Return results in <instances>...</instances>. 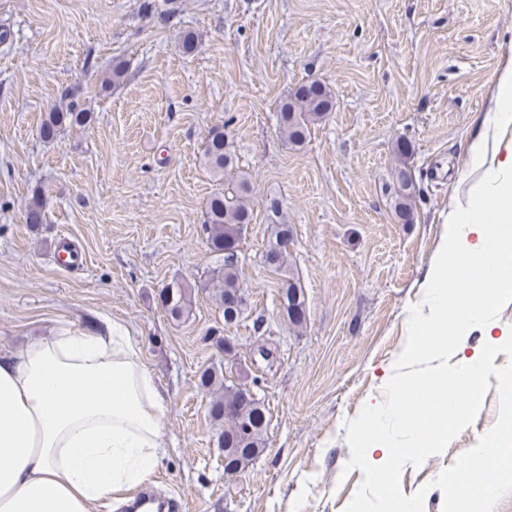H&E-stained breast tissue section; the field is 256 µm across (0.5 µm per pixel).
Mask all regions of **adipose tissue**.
Instances as JSON below:
<instances>
[{
	"mask_svg": "<svg viewBox=\"0 0 512 512\" xmlns=\"http://www.w3.org/2000/svg\"><path fill=\"white\" fill-rule=\"evenodd\" d=\"M494 86L491 118L511 127L512 40L503 47ZM470 151L485 169L449 212L448 231L422 281L426 306L406 319L413 342L430 339L424 353L436 364L421 378L396 375L390 386L396 400H418L428 383L447 391L434 405L436 420L401 446L381 418L402 417L403 409L369 405L353 460L371 478L474 412V405H459L455 393L464 378L489 372L483 352L448 366L443 341L476 328L489 336L500 327L490 304L464 293L449 297V281L491 280L502 297L512 296V142L492 144L481 135ZM424 353L416 348L410 356ZM166 409L159 380L119 323L104 336L61 327L0 357V512H93L102 500L136 489L164 448Z\"/></svg>",
	"mask_w": 512,
	"mask_h": 512,
	"instance_id": "1",
	"label": "adipose tissue"
}]
</instances>
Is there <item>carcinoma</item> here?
Returning <instances> with one entry per match:
<instances>
[{
	"mask_svg": "<svg viewBox=\"0 0 512 512\" xmlns=\"http://www.w3.org/2000/svg\"><path fill=\"white\" fill-rule=\"evenodd\" d=\"M333 94L325 84L314 80L300 85L286 95L279 105L278 123L281 136L291 146H300L310 135L311 126L322 121L333 109ZM88 121V113L71 102L65 109H52L46 113L39 129L41 139L51 141L67 127L82 126ZM226 124L209 130L204 153L205 163L217 176L235 168V153L227 143L224 132ZM398 193L394 198V213L400 218H410L412 201L416 189L414 176L408 167L396 171ZM250 191L248 179L241 175L224 182V189L214 193L208 200L203 229L207 234L210 253L217 265L210 271L206 289L208 298L221 313H226L224 304L228 299L244 295L239 283V261L230 256L228 250L239 247L243 232L252 216L247 207ZM46 209L42 194H33L26 207L25 223L37 226L45 223ZM292 226L275 225L274 240L270 241L262 255L265 267L276 274L286 272L289 262L287 246L291 241ZM162 308L174 320L189 316L193 308L192 289L172 282L159 294ZM198 386L205 391H214L215 397L209 406L213 422H224V432L217 439L224 458L233 463H249L263 452L268 426L264 401L252 396L247 382H235L224 376L223 369L208 366L198 372Z\"/></svg>",
	"mask_w": 512,
	"mask_h": 512,
	"instance_id": "cac0c4a2",
	"label": "carcinoma"
}]
</instances>
